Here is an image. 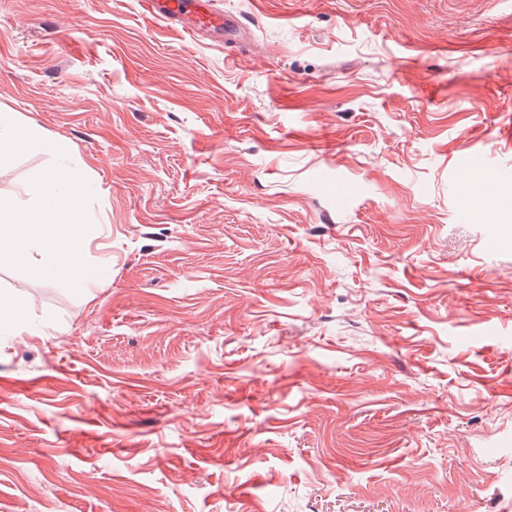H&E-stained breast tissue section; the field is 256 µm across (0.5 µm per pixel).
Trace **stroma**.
I'll return each instance as SVG.
<instances>
[{"instance_id":"stroma-1","label":"stroma","mask_w":512,"mask_h":512,"mask_svg":"<svg viewBox=\"0 0 512 512\" xmlns=\"http://www.w3.org/2000/svg\"><path fill=\"white\" fill-rule=\"evenodd\" d=\"M214 3L0 0L98 271L0 269V512H512V0ZM143 13L150 19L165 21L178 20L186 12L192 11L193 0H142ZM196 16L195 24L200 29L220 30L224 27L228 35H233L241 29L237 16L230 13L223 14L208 8V12H196ZM21 311V305L18 300L11 294L0 292V324L8 322L15 326L19 333L26 332L23 322L16 319L17 314Z\"/></svg>"}]
</instances>
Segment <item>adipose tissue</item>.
<instances>
[{"instance_id": "ef3b65f1", "label": "adipose tissue", "mask_w": 512, "mask_h": 512, "mask_svg": "<svg viewBox=\"0 0 512 512\" xmlns=\"http://www.w3.org/2000/svg\"><path fill=\"white\" fill-rule=\"evenodd\" d=\"M83 195L81 175L64 168L43 173L15 195H0V268L19 282L35 273L94 280L82 247Z\"/></svg>"}]
</instances>
